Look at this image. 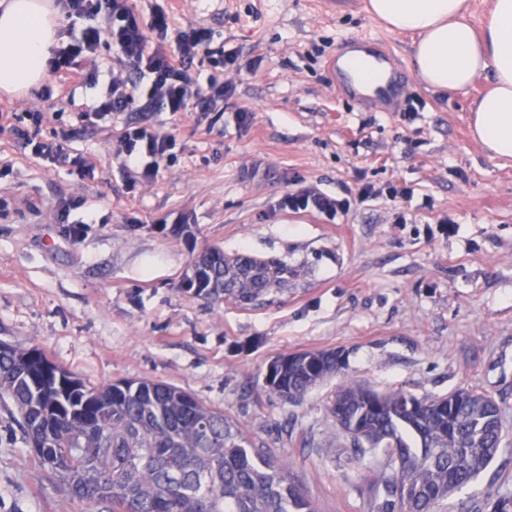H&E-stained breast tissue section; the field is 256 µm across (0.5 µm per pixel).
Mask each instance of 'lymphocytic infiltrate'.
<instances>
[{
	"label": "lymphocytic infiltrate",
	"mask_w": 512,
	"mask_h": 512,
	"mask_svg": "<svg viewBox=\"0 0 512 512\" xmlns=\"http://www.w3.org/2000/svg\"><path fill=\"white\" fill-rule=\"evenodd\" d=\"M62 13L85 23L78 40L54 50L53 71L76 70L80 60L92 57L102 42H109L128 64L129 80H110L97 106L101 112H124L137 94H146L150 107L181 114L212 112L229 100L234 88L216 76H201L198 64L212 55V34L198 28H181L169 11L157 9L149 18L136 11L134 0H57ZM171 135L143 127L128 128L118 153L124 165L140 168L154 177L161 160L172 150ZM411 187H378L367 183L357 194L333 196L310 190L289 193L283 205L292 211H310L328 220L348 213L352 204L387 197L412 198Z\"/></svg>",
	"instance_id": "lymphocytic-infiltrate-1"
}]
</instances>
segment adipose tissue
<instances>
[{"label": "adipose tissue", "mask_w": 512, "mask_h": 512, "mask_svg": "<svg viewBox=\"0 0 512 512\" xmlns=\"http://www.w3.org/2000/svg\"><path fill=\"white\" fill-rule=\"evenodd\" d=\"M466 0H368L385 28L417 33L410 63L434 92L467 95L489 75L491 90L471 106L474 138L492 156L512 161V0H491L482 29L468 19ZM60 11L54 0H0V93L39 86L56 43Z\"/></svg>", "instance_id": "ef3b65f1"}]
</instances>
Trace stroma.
<instances>
[{"instance_id": "stroma-1", "label": "stroma", "mask_w": 512, "mask_h": 512, "mask_svg": "<svg viewBox=\"0 0 512 512\" xmlns=\"http://www.w3.org/2000/svg\"><path fill=\"white\" fill-rule=\"evenodd\" d=\"M157 5L238 54L241 71L202 68L234 94L197 121L137 104L97 116L110 76L124 72L105 42L79 78L53 72L28 94L0 96V341L42 348L89 384L186 390L284 459L317 512L373 510L379 463L356 453L331 413L345 381L419 398L474 389L498 402L506 448L443 512H491L512 492V163L470 136L487 79L465 96L427 90L410 67L412 34L386 29L365 0L332 16L318 0L136 2L146 17ZM361 36L393 54L417 112L343 95L330 64ZM131 126L175 139L154 178L121 165ZM27 135L61 143L92 172L32 156ZM364 183L415 194L354 204L335 224L280 205L299 188L343 196ZM398 208L406 223H394ZM445 214L458 232L428 236ZM208 248L285 265L288 285L246 305L186 292ZM333 349L345 369L301 401L268 390L278 356ZM15 417L0 401V512H76Z\"/></svg>"}]
</instances>
